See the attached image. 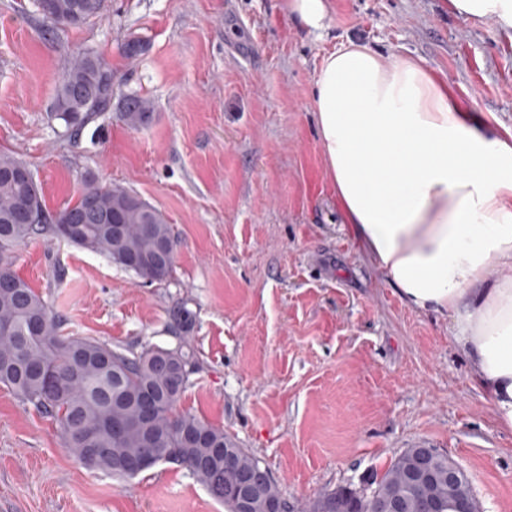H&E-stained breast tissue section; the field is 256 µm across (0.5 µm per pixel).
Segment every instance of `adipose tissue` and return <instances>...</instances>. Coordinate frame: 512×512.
<instances>
[{"label": "adipose tissue", "instance_id": "1", "mask_svg": "<svg viewBox=\"0 0 512 512\" xmlns=\"http://www.w3.org/2000/svg\"><path fill=\"white\" fill-rule=\"evenodd\" d=\"M314 95L345 223L403 301L451 316L472 382L512 430V133L420 60L352 41L323 57Z\"/></svg>", "mask_w": 512, "mask_h": 512}]
</instances>
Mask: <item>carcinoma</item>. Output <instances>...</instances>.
Listing matches in <instances>:
<instances>
[{"mask_svg":"<svg viewBox=\"0 0 512 512\" xmlns=\"http://www.w3.org/2000/svg\"><path fill=\"white\" fill-rule=\"evenodd\" d=\"M44 22L53 27H77L102 16L105 0H35ZM113 74L110 63L92 49H79L67 57L54 90L55 117L69 136H76L92 120L112 111ZM151 100L137 94L124 97L118 119L130 129L148 123ZM25 162L0 151V384L25 406L49 418L64 447L86 468L119 479L140 471L130 464L151 448H159L154 465L186 468L210 496L237 512L232 494L236 473L261 468L234 437L178 405L186 391L193 355L180 345L175 349L152 346L134 352L112 347L88 336H73L63 329L41 293L13 269L15 249L35 235L64 240L109 260L123 254L140 260L167 251V261L143 269L152 282L172 273L176 240L163 213L138 194L121 186L101 184L88 175L77 198L50 209L39 185L18 181L15 172ZM25 207L44 214L38 224L17 220ZM81 221L82 237L71 239L67 226ZM125 225L112 238V224ZM155 404L142 419L146 398ZM231 449V467L224 468V449ZM431 457L436 480L406 479L416 458ZM378 500H398L403 512H422V499L434 501L435 512H452L450 503L472 499L465 473L448 483V457L432 448H407L394 457L380 476H370ZM357 490L350 486L325 492L307 504L306 512H352L359 507Z\"/></svg>","mask_w":512,"mask_h":512,"instance_id":"1","label":"carcinoma"}]
</instances>
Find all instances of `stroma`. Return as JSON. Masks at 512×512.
Segmentation results:
<instances>
[{
    "label": "stroma",
    "instance_id": "obj_1",
    "mask_svg": "<svg viewBox=\"0 0 512 512\" xmlns=\"http://www.w3.org/2000/svg\"><path fill=\"white\" fill-rule=\"evenodd\" d=\"M131 38L147 52L126 58ZM347 40L388 63L422 60L462 107L512 132V30L448 0H329L318 31L287 0H108L101 18L53 31L34 0H0V148L50 208L90 174L159 209L177 240L153 284L43 236L14 268L71 334L136 351L187 342L197 369L181 409L259 459L292 512L418 444L465 471L483 512H512V430L474 387L450 318L404 303L342 221L312 89ZM83 48L111 64L114 101L152 100L150 123L108 112L68 137L54 89ZM0 512L224 509L181 467L125 481L86 469L0 385Z\"/></svg>",
    "mask_w": 512,
    "mask_h": 512
}]
</instances>
